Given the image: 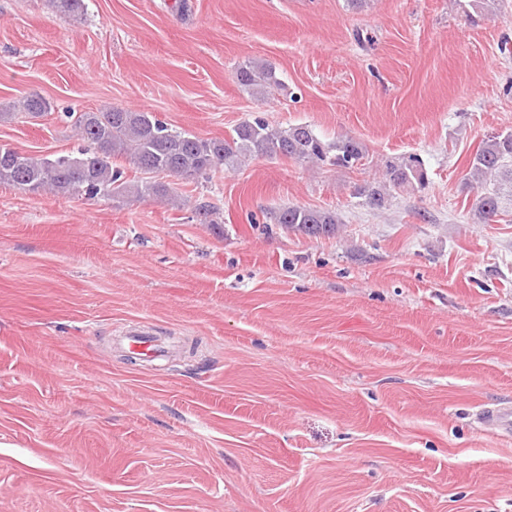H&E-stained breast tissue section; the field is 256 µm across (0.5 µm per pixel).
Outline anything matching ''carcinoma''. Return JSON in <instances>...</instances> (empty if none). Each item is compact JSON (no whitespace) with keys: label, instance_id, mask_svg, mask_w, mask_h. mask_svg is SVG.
Returning <instances> with one entry per match:
<instances>
[{"label":"carcinoma","instance_id":"1","mask_svg":"<svg viewBox=\"0 0 512 512\" xmlns=\"http://www.w3.org/2000/svg\"><path fill=\"white\" fill-rule=\"evenodd\" d=\"M238 83L253 96H264L281 85L273 68L258 60H246L236 71ZM19 111L33 117L50 109L49 102L30 94L18 103ZM71 128L82 142L81 148L52 158L20 156L13 160L12 149L0 147V185L31 194L158 197L175 201L164 183L148 176L177 172L184 182L208 179L246 157L283 156L298 161L330 163L353 168L364 158L362 143L351 137L334 142L320 138L307 124L271 129L259 116L234 129L228 138H201L173 129L151 112L106 108L97 112H68ZM123 158L145 175L141 180L123 179L114 160ZM472 177H502L512 189V133L496 134L482 143L470 160ZM424 181L417 157L386 165L384 182L366 181L355 187L356 197L371 208L387 202V188H406ZM500 188L487 189L476 196L474 216L487 224L500 210ZM281 229L310 238H334L339 231L336 214L289 206L275 215Z\"/></svg>","mask_w":512,"mask_h":512}]
</instances>
